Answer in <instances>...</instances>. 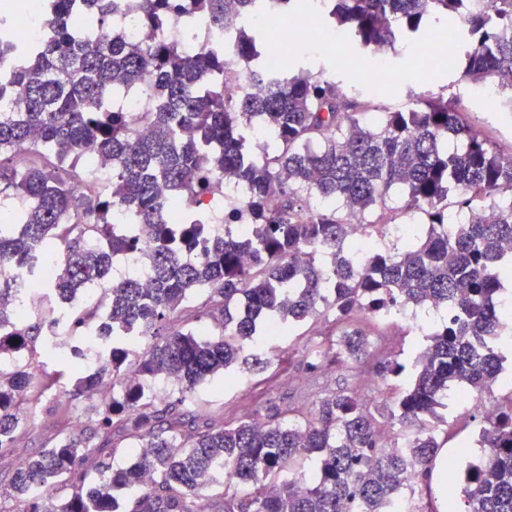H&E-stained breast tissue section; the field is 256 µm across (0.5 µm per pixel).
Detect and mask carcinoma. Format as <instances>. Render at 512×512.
Masks as SVG:
<instances>
[{
	"label": "carcinoma",
	"mask_w": 512,
	"mask_h": 512,
	"mask_svg": "<svg viewBox=\"0 0 512 512\" xmlns=\"http://www.w3.org/2000/svg\"><path fill=\"white\" fill-rule=\"evenodd\" d=\"M82 3L109 26L112 0H50L49 39L15 47L19 61L0 81V199L16 203L13 222L0 223V264L31 265L38 251L55 261L35 317L8 306L13 286L0 277V460L41 394L59 390L56 400L71 407L110 379L112 402L84 408V437L59 434L11 466L0 497L26 512H197V499L220 485L210 512H389L408 467L421 482L430 476L448 390L478 395L504 371L498 298L512 277V153L482 134L457 94L371 114L327 73L255 66L266 51L260 29L199 53L177 40H94L73 26ZM254 6L139 0L148 27L197 13L217 32ZM326 12L327 25L367 53L406 32L433 47L436 24L462 22V55L448 54V68L464 60L462 80L474 88L512 78V0H326ZM229 63L261 90L224 96L216 78ZM146 75L154 101L135 120L118 95ZM256 119L274 132L271 143L248 139ZM34 133L46 163L19 167L14 148ZM88 150L112 157L108 195L72 175ZM221 177L244 190L252 224L238 235L226 212L224 237L213 240L209 225L180 223V205L215 193ZM119 207L136 223H112ZM412 215L407 235H390L397 217ZM199 247L195 260L182 255ZM127 252L149 268V284L124 277L66 314L49 301L99 284ZM101 307L111 312L102 337L112 356L94 373L73 377L63 345L59 369L10 360L17 346L36 356L52 325H86ZM424 307L447 309L448 320L410 363L357 327L362 316ZM318 319L331 331L309 368L344 369L360 382L410 376L396 400L362 402L360 389L340 388L306 413L290 407L280 420L233 424L194 408L192 391L211 378L267 370L270 360L246 349L260 329L284 333ZM161 378L174 381V394L148 393ZM481 422L477 445L488 455L466 479L448 467V509L459 500L456 512H512V405ZM117 427L135 440L123 467L111 462ZM395 428L402 454L384 436ZM37 487L45 497L33 500Z\"/></svg>",
	"instance_id": "carcinoma-1"
}]
</instances>
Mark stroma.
Instances as JSON below:
<instances>
[{
	"label": "stroma",
	"instance_id": "35a3bbf8",
	"mask_svg": "<svg viewBox=\"0 0 512 512\" xmlns=\"http://www.w3.org/2000/svg\"><path fill=\"white\" fill-rule=\"evenodd\" d=\"M346 62V69L334 72L333 77L346 92L355 94L359 103L375 102L395 111L407 109L413 97L423 92L436 96L459 94L469 116L495 145L502 151H512V109L489 108L484 101L472 96L469 86L460 82L459 70L448 69L431 58L423 59L407 41H397L394 49L381 60H372L357 50L347 55ZM428 320L438 324L443 316L439 313L429 318L421 315L413 322L372 318L366 321L365 327L374 345L399 340L405 357L409 358L422 343L418 326ZM328 331L327 324L317 321L277 338H256L257 347L271 361L263 374V382L243 375L237 383L228 386L219 376L197 386L193 396L199 406L228 421L252 412L265 419L285 411L291 404L311 407L329 391L352 383L341 371H313L307 366L306 353L321 343ZM446 417L450 437L434 462L424 491L425 499L431 500L437 508L444 505L443 468L460 443L475 441L478 427L477 421L464 409L449 407Z\"/></svg>",
	"mask_w": 512,
	"mask_h": 512
}]
</instances>
